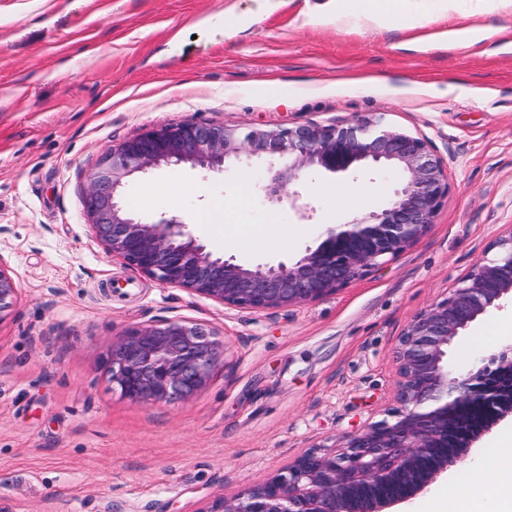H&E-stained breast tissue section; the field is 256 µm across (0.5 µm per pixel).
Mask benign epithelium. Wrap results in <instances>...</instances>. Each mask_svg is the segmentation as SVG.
<instances>
[{"instance_id": "7a95c632", "label": "benign epithelium", "mask_w": 512, "mask_h": 512, "mask_svg": "<svg viewBox=\"0 0 512 512\" xmlns=\"http://www.w3.org/2000/svg\"><path fill=\"white\" fill-rule=\"evenodd\" d=\"M266 157L271 198L294 201L306 171L354 172L362 165L398 177L394 199L326 230L315 248L293 263L262 265L217 256L187 232L177 216L147 223L119 200L123 181L161 166L189 163L220 170L241 155ZM448 196V172L429 143L389 129L377 118L346 125L311 123L278 130L242 131L222 123L183 121L147 129L108 149L90 176L85 209L90 227L112 256L167 286L227 307L261 311L321 300L375 267L397 258L425 235ZM496 254L477 264L445 299L418 313L395 347L394 406L388 418L346 438L340 450L312 449L266 481L206 512H383L429 486L448 464L466 456L469 433L449 455L428 457L448 444L458 410L480 404L495 419L512 412V344L476 371L448 370V346L489 308L512 295V225L492 245ZM18 288L0 259V315ZM224 341L202 322L168 320L112 339L107 353L112 389L134 403L172 404L193 399L224 363ZM400 485L403 492L368 499L360 487Z\"/></svg>"}]
</instances>
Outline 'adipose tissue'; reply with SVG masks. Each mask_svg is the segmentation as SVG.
I'll return each mask as SVG.
<instances>
[{
  "label": "adipose tissue",
  "mask_w": 512,
  "mask_h": 512,
  "mask_svg": "<svg viewBox=\"0 0 512 512\" xmlns=\"http://www.w3.org/2000/svg\"><path fill=\"white\" fill-rule=\"evenodd\" d=\"M374 5L361 13V20L369 25L398 27L413 32L414 42L432 45L447 42L452 48H469L482 40L484 30L469 27L460 36L451 37L447 32L431 31L430 26L439 22V9L420 10L413 0H373ZM495 477L487 493L473 497L464 493L449 499L446 512H512V431L504 432L496 449Z\"/></svg>",
  "instance_id": "ef3b65f1"
}]
</instances>
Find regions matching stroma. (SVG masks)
<instances>
[{
	"label": "stroma",
	"instance_id": "1",
	"mask_svg": "<svg viewBox=\"0 0 512 512\" xmlns=\"http://www.w3.org/2000/svg\"><path fill=\"white\" fill-rule=\"evenodd\" d=\"M328 0H0V257L20 295L0 320V512H202L314 447L387 417L394 348L512 222V10L468 49L410 32L317 25ZM361 116L423 136L448 172L425 235L336 294L287 309L227 308L112 257L84 206L102 154L185 120L247 130ZM255 160L170 166L120 189L139 217L174 214L214 254L296 261L324 230L385 207L378 173L307 172L310 215L268 199ZM228 204L222 226L201 212ZM162 320L208 323L225 362L190 401L113 390L114 337ZM512 343V301L448 348L464 373ZM504 419L403 506L490 479Z\"/></svg>",
	"mask_w": 512,
	"mask_h": 512
}]
</instances>
